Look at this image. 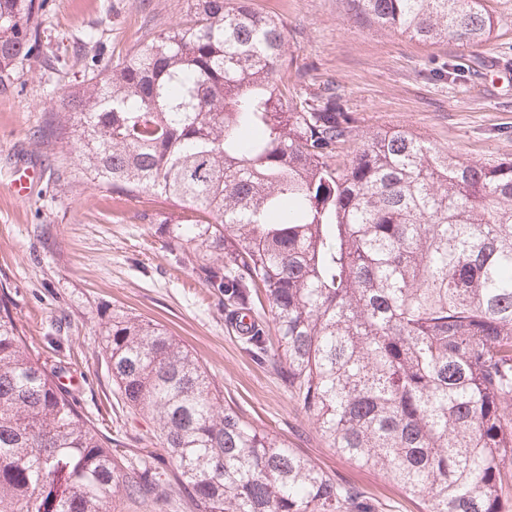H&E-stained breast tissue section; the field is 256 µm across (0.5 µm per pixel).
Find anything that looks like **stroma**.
I'll use <instances>...</instances> for the list:
<instances>
[{"instance_id": "35a3bbf8", "label": "stroma", "mask_w": 512, "mask_h": 512, "mask_svg": "<svg viewBox=\"0 0 512 512\" xmlns=\"http://www.w3.org/2000/svg\"><path fill=\"white\" fill-rule=\"evenodd\" d=\"M38 49L0 92V287L30 347L57 367L78 409L125 461L142 457L175 477L155 422L125 403L112 380L101 331L113 313L159 323L207 369L224 402L275 431L301 456L359 491L372 512H422L377 469L329 448L288 389L283 369L258 360L230 323L224 298L169 249L162 219L171 203L151 194L116 199L80 177L70 154L35 142L32 130L64 91L112 62L114 51L149 43L190 0H49ZM288 31L289 79L306 71L332 83L361 128H409L462 158L512 157V0H490L500 20L479 46L434 45L361 25L350 0H254ZM460 58L477 65L462 83L432 71ZM41 178L13 196L16 169Z\"/></svg>"}]
</instances>
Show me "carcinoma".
I'll return each instance as SVG.
<instances>
[{"mask_svg": "<svg viewBox=\"0 0 512 512\" xmlns=\"http://www.w3.org/2000/svg\"><path fill=\"white\" fill-rule=\"evenodd\" d=\"M361 24L482 43L488 0H351ZM46 0H0V86L38 42ZM288 34L253 0H191L145 46L63 95L47 139L113 194L180 208L167 244L274 335L330 448L380 470L424 512L512 501V158L464 159L404 127L364 130L329 83L283 81ZM105 352L126 403L155 421L193 512H363L358 494L224 405L159 324L117 313ZM121 464L31 351L0 294V512H115L166 495Z\"/></svg>", "mask_w": 512, "mask_h": 512, "instance_id": "obj_1", "label": "carcinoma"}]
</instances>
